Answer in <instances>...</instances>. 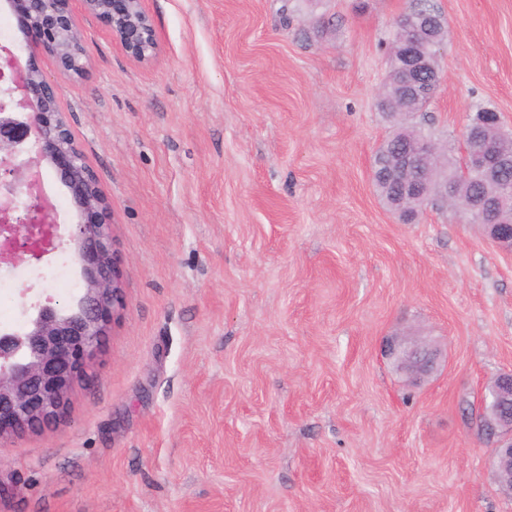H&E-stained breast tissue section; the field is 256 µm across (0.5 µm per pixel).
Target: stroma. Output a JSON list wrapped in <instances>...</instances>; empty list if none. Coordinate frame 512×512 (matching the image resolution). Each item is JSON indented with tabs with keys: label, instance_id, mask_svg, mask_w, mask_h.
Masks as SVG:
<instances>
[{
	"label": "stroma",
	"instance_id": "obj_1",
	"mask_svg": "<svg viewBox=\"0 0 512 512\" xmlns=\"http://www.w3.org/2000/svg\"><path fill=\"white\" fill-rule=\"evenodd\" d=\"M440 85L414 116L463 150L469 108L512 133V0H435ZM409 0H143L134 60L81 15L83 74L31 52L111 205L124 307L60 418L0 440V512H512L471 411L512 370V253L371 179L387 43ZM0 305L15 325L52 296ZM442 351L409 384L382 354ZM388 352L397 362L398 369L413 383L429 375L441 359V349L424 336L403 334L396 336Z\"/></svg>",
	"mask_w": 512,
	"mask_h": 512
}]
</instances>
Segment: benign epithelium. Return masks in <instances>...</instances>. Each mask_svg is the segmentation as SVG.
Returning <instances> with one entry per match:
<instances>
[{
  "instance_id": "1",
  "label": "benign epithelium",
  "mask_w": 512,
  "mask_h": 512,
  "mask_svg": "<svg viewBox=\"0 0 512 512\" xmlns=\"http://www.w3.org/2000/svg\"><path fill=\"white\" fill-rule=\"evenodd\" d=\"M71 0H10L25 29L38 35L34 49L52 56L59 68L81 74L86 65L83 33L70 7ZM85 13L104 19L112 37L138 61L154 58L159 50L152 22L142 0H80ZM408 60L400 95L407 101L432 99L439 82L436 67L402 42ZM499 121L496 112L464 127L463 136L475 140L473 128ZM437 150L426 140L396 158L391 176L402 184V197L392 209L402 222L417 215L430 193L448 199V179L433 186L418 183L412 172L430 170ZM512 165L490 143L473 146L466 154L465 174L495 185V205L512 197L500 181V170ZM52 168L67 188L77 215L68 238L80 268L83 292L69 304L48 297L35 306L16 330H0V440L39 428L60 414L72 388L93 360L107 334L106 316L123 307V286L113 249L110 203L72 139L65 113L59 108V88L39 71L24 67L15 53L0 57V268L37 264L49 254L58 234L53 204L37 193L34 183L43 169ZM463 214L480 225L496 247L512 252V224H488L483 207L472 202ZM388 352L398 369L413 383L429 375L441 359V349L416 334L395 337ZM480 429L493 442L491 465L504 493L512 495V371L489 384Z\"/></svg>"
}]
</instances>
